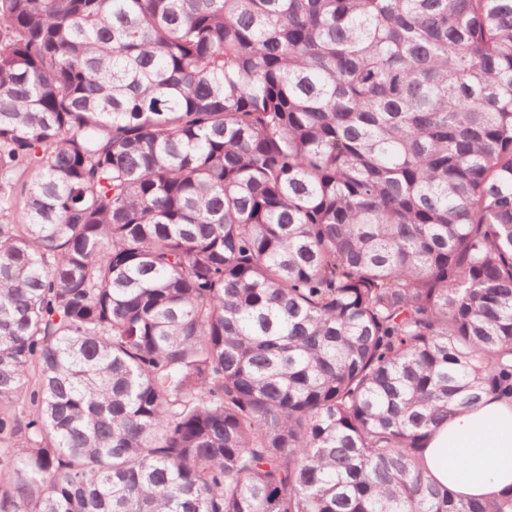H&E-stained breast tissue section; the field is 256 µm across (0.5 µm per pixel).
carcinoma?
Returning a JSON list of instances; mask_svg holds the SVG:
<instances>
[{"label": "carcinoma", "instance_id": "obj_1", "mask_svg": "<svg viewBox=\"0 0 512 512\" xmlns=\"http://www.w3.org/2000/svg\"><path fill=\"white\" fill-rule=\"evenodd\" d=\"M11 211L0 512H512V0H0ZM430 475L458 498L488 499L512 486V399L485 394L424 445Z\"/></svg>", "mask_w": 512, "mask_h": 512}]
</instances>
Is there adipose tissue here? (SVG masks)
<instances>
[{"label":"adipose tissue","instance_id":"obj_1","mask_svg":"<svg viewBox=\"0 0 512 512\" xmlns=\"http://www.w3.org/2000/svg\"><path fill=\"white\" fill-rule=\"evenodd\" d=\"M430 475L456 497L488 499L512 488V399L483 395L428 437Z\"/></svg>","mask_w":512,"mask_h":512}]
</instances>
